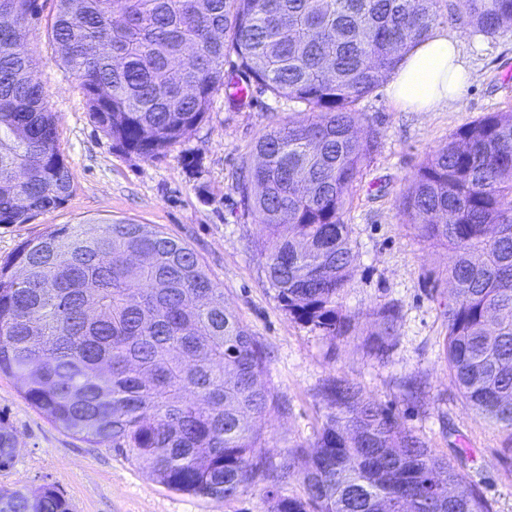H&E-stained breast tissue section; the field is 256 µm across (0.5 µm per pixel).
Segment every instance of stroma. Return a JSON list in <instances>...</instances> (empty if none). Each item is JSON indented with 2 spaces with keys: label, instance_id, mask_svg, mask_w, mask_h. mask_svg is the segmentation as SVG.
<instances>
[{
  "label": "stroma",
  "instance_id": "35a3bbf8",
  "mask_svg": "<svg viewBox=\"0 0 512 512\" xmlns=\"http://www.w3.org/2000/svg\"><path fill=\"white\" fill-rule=\"evenodd\" d=\"M52 13L53 0H35L29 43L44 100L58 118V146L73 193L28 223L0 224V263L55 224L123 220L158 226L197 253L223 288L227 309L268 354L259 381L271 388L282 411L263 423L262 432L269 462L285 470L284 492L300 494L298 472L313 454L327 414L322 386L342 377L459 466L490 512H512V436L467 404L442 354L449 255L417 237L400 210L412 176L452 134L490 113L512 110V30L484 37L442 17L440 30L460 41L472 73L462 103L427 112L402 109L386 82L359 102V128L377 133L380 147L364 166L344 215L356 268L341 304L354 317L355 330L333 340L283 309L259 255L262 227L237 189L259 136L274 121L293 116L288 101L257 84L244 104L220 93L205 120L164 156L124 154L89 116L75 77L56 63L48 38ZM386 304L397 313L395 335L378 355L373 312ZM20 387L18 378L0 373V417L15 437L14 463L0 469V487L53 485L71 512H267L263 482L246 485L231 502L169 490L111 447L84 441L43 417Z\"/></svg>",
  "mask_w": 512,
  "mask_h": 512
}]
</instances>
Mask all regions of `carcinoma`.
Returning <instances> with one entry per match:
<instances>
[{
    "instance_id": "obj_1",
    "label": "carcinoma",
    "mask_w": 512,
    "mask_h": 512,
    "mask_svg": "<svg viewBox=\"0 0 512 512\" xmlns=\"http://www.w3.org/2000/svg\"><path fill=\"white\" fill-rule=\"evenodd\" d=\"M49 37L93 121L127 154L159 157L222 90L224 56L297 107L257 140L238 189L266 234L260 257L289 315L339 339L355 271L343 216L378 135L356 104L425 41L439 0H55ZM32 0H0V224H25L73 190L55 113L34 74ZM483 36L512 28V0H448ZM404 223L451 251L443 354L461 396L512 436V112L459 130L418 168ZM26 272L21 280L14 266ZM379 353L395 312L376 311ZM261 346L224 306L196 252L158 227L65 224L0 264V372L45 418L146 466L169 489L234 500L270 484L268 512H489L483 496L358 384L334 378L317 451L288 495L257 449L282 410L258 386ZM15 458L0 419V469ZM0 512H70L50 485L0 488Z\"/></svg>"
}]
</instances>
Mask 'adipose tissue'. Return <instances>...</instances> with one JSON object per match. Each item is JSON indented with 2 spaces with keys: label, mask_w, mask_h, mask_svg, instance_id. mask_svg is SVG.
<instances>
[{
  "label": "adipose tissue",
  "mask_w": 512,
  "mask_h": 512,
  "mask_svg": "<svg viewBox=\"0 0 512 512\" xmlns=\"http://www.w3.org/2000/svg\"><path fill=\"white\" fill-rule=\"evenodd\" d=\"M470 79L457 39L437 32L406 57L390 91L397 105L426 112L441 104L462 102Z\"/></svg>",
  "instance_id": "1"
}]
</instances>
